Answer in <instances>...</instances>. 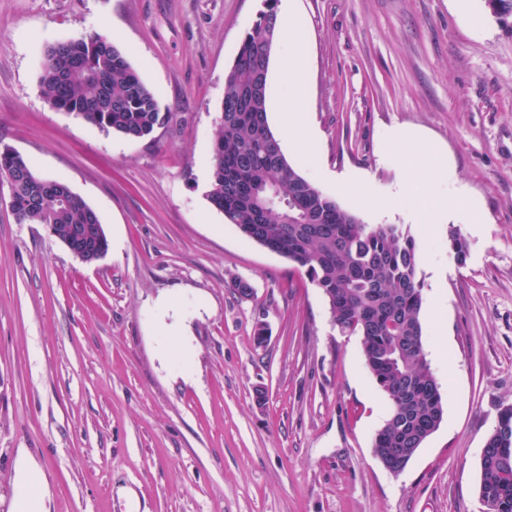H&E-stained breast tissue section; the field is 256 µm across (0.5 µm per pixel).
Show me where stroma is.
<instances>
[{"label": "stroma", "mask_w": 512, "mask_h": 512, "mask_svg": "<svg viewBox=\"0 0 512 512\" xmlns=\"http://www.w3.org/2000/svg\"><path fill=\"white\" fill-rule=\"evenodd\" d=\"M265 0H0V148L65 183L109 250L83 263L0 198V512H484L479 460L512 404V28L483 0H296L306 143L289 163L368 224L416 239L443 420L398 474L372 453L388 401L304 269L207 199L224 79ZM108 30L168 123L140 141L50 108L46 43ZM424 142L391 143L394 128ZM448 167L455 227L392 192ZM353 172L349 192L334 176ZM251 287L240 294L238 283ZM266 328L257 344L254 330ZM266 393L257 403L256 389Z\"/></svg>", "instance_id": "stroma-1"}]
</instances>
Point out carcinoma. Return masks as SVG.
Listing matches in <instances>:
<instances>
[{"label":"carcinoma","mask_w":512,"mask_h":512,"mask_svg":"<svg viewBox=\"0 0 512 512\" xmlns=\"http://www.w3.org/2000/svg\"><path fill=\"white\" fill-rule=\"evenodd\" d=\"M485 4L501 22L512 18V0ZM266 30L276 31L275 0H267L225 76L207 198L246 239L305 269L340 331L361 337L364 368L389 404L373 447L390 467H405L444 414L441 384L424 351L418 247L398 224L364 223L288 162L268 122L273 46L264 41ZM38 82L49 107L132 141L164 121L125 53L96 31L45 45ZM4 182L18 223L50 225L63 244L79 228L86 252L108 251L97 212L81 197L62 204L73 191L64 183L49 190L47 179L13 149L0 150ZM448 246L465 260L460 233L449 231ZM486 448L480 498L487 512H512V405L500 412Z\"/></svg>","instance_id":"cac0c4a2"}]
</instances>
